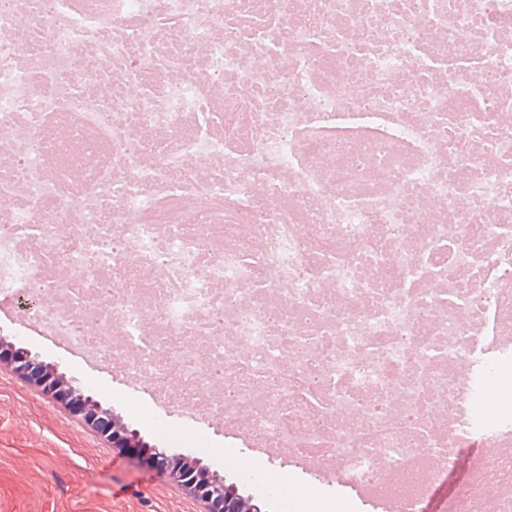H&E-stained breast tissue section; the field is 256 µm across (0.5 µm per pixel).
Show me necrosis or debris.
<instances>
[{"label":"necrosis or debris","mask_w":512,"mask_h":512,"mask_svg":"<svg viewBox=\"0 0 512 512\" xmlns=\"http://www.w3.org/2000/svg\"><path fill=\"white\" fill-rule=\"evenodd\" d=\"M414 512H512V0H0V306ZM467 458L461 457L456 469L441 481L438 493L421 505L420 512H452L454 502L465 487Z\"/></svg>","instance_id":"4bbe7bcc"}]
</instances>
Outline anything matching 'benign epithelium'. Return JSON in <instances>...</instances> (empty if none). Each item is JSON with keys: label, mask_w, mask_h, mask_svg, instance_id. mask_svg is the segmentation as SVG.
Wrapping results in <instances>:
<instances>
[{"label": "benign epithelium", "mask_w": 512, "mask_h": 512, "mask_svg": "<svg viewBox=\"0 0 512 512\" xmlns=\"http://www.w3.org/2000/svg\"><path fill=\"white\" fill-rule=\"evenodd\" d=\"M7 367L25 381L34 384L69 412L81 417L112 447L139 457L145 456L167 472L184 491L204 501L207 512H257L252 498L244 497L224 484V477L211 472L199 460L169 457L150 448L137 430L124 423L112 409L102 406L86 393L74 377L56 363H46L9 337L0 336V368Z\"/></svg>", "instance_id": "1"}]
</instances>
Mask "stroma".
Wrapping results in <instances>:
<instances>
[{
  "mask_svg": "<svg viewBox=\"0 0 512 512\" xmlns=\"http://www.w3.org/2000/svg\"><path fill=\"white\" fill-rule=\"evenodd\" d=\"M0 333L16 346L77 377L102 404L112 407L144 440L168 455L202 460L211 471L252 497L263 512H303L285 487L295 480L325 500H340L349 512H382L339 478L309 474L271 448L249 446L244 429L225 430L214 422L188 420L173 402L157 403L153 385L133 384L119 369L95 368L20 336L12 318L0 319ZM277 472L283 486L267 478ZM167 473L147 460L109 447L63 405L0 369V512H205Z\"/></svg>",
  "mask_w": 512,
  "mask_h": 512,
  "instance_id": "stroma-1",
  "label": "stroma"
}]
</instances>
